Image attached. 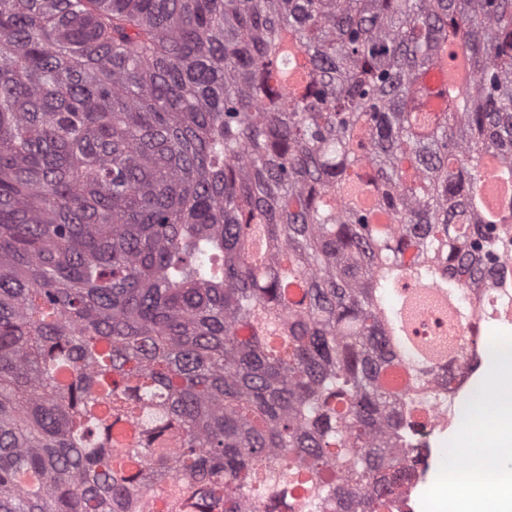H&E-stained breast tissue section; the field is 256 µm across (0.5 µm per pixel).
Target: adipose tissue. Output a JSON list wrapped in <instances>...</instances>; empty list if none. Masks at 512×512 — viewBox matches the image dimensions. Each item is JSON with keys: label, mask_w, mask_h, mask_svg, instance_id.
Returning a JSON list of instances; mask_svg holds the SVG:
<instances>
[{"label": "adipose tissue", "mask_w": 512, "mask_h": 512, "mask_svg": "<svg viewBox=\"0 0 512 512\" xmlns=\"http://www.w3.org/2000/svg\"><path fill=\"white\" fill-rule=\"evenodd\" d=\"M512 376V351L493 350L480 398L467 401L455 443V459L436 469L422 500L421 512H512V497L494 492L491 472L512 482V452L502 443L512 436V394H490L489 381Z\"/></svg>", "instance_id": "1"}]
</instances>
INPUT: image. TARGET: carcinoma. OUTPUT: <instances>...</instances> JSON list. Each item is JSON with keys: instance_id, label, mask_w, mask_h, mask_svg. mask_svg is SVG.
Masks as SVG:
<instances>
[{"instance_id": "carcinoma-1", "label": "carcinoma", "mask_w": 512, "mask_h": 512, "mask_svg": "<svg viewBox=\"0 0 512 512\" xmlns=\"http://www.w3.org/2000/svg\"><path fill=\"white\" fill-rule=\"evenodd\" d=\"M488 156L512 0H0V512H395Z\"/></svg>"}]
</instances>
